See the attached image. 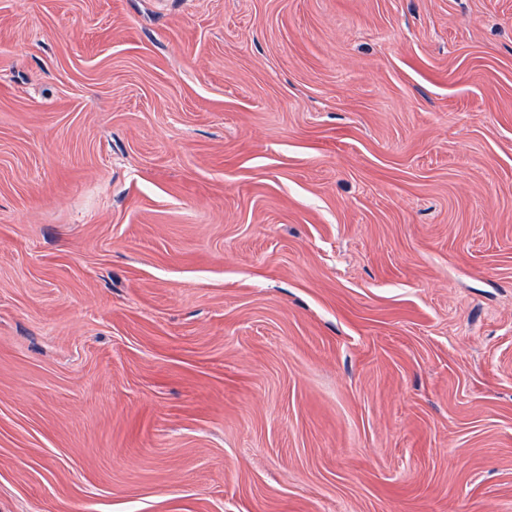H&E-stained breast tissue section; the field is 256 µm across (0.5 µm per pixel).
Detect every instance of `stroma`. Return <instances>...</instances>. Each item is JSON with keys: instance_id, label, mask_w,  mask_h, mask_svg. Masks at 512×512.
I'll return each instance as SVG.
<instances>
[{"instance_id": "35a3bbf8", "label": "stroma", "mask_w": 512, "mask_h": 512, "mask_svg": "<svg viewBox=\"0 0 512 512\" xmlns=\"http://www.w3.org/2000/svg\"><path fill=\"white\" fill-rule=\"evenodd\" d=\"M0 512H512V0H0Z\"/></svg>"}]
</instances>
